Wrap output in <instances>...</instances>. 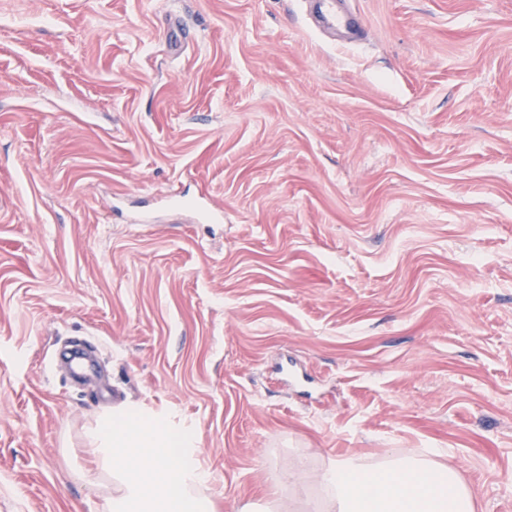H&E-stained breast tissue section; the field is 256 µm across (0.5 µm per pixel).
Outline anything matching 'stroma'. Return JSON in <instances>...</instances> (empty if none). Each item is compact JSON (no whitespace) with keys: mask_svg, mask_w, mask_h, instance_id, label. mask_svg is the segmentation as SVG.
<instances>
[{"mask_svg":"<svg viewBox=\"0 0 512 512\" xmlns=\"http://www.w3.org/2000/svg\"><path fill=\"white\" fill-rule=\"evenodd\" d=\"M348 5L0 0V512H100L127 400L221 512L382 448L512 512V0ZM315 1L317 3L314 5L313 15L321 31L340 32L348 37L363 34L359 27L358 16L338 0Z\"/></svg>","mask_w":512,"mask_h":512,"instance_id":"stroma-1","label":"stroma"}]
</instances>
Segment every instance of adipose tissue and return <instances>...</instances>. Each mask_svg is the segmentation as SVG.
<instances>
[{
    "mask_svg": "<svg viewBox=\"0 0 512 512\" xmlns=\"http://www.w3.org/2000/svg\"><path fill=\"white\" fill-rule=\"evenodd\" d=\"M87 437L99 477L112 481L103 512H216L190 427L128 402L100 415ZM447 457L444 448H400L371 461L341 459L313 477L297 456L278 495L244 502L239 512H282L281 492L309 486L308 512H477L473 490Z\"/></svg>",
    "mask_w": 512,
    "mask_h": 512,
    "instance_id": "obj_1",
    "label": "adipose tissue"
}]
</instances>
